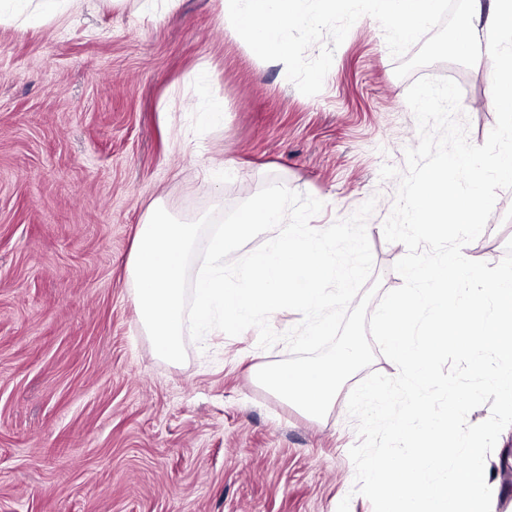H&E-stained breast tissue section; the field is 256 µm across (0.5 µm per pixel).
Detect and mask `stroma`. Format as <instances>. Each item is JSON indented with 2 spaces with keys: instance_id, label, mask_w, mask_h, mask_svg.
<instances>
[{
  "instance_id": "stroma-1",
  "label": "stroma",
  "mask_w": 512,
  "mask_h": 512,
  "mask_svg": "<svg viewBox=\"0 0 512 512\" xmlns=\"http://www.w3.org/2000/svg\"><path fill=\"white\" fill-rule=\"evenodd\" d=\"M92 0L80 16L0 23V512H373L356 493L351 390L398 372L384 355L353 375L325 417L261 386L288 358L250 328L187 341L161 359L133 297L128 260L150 205L184 221L224 212L278 181L324 204L322 230L376 199L373 276L400 287L402 243L386 241L397 180L418 130L413 80L462 89L471 143L496 124L499 64L437 63L400 78L383 30L360 17L322 91L225 28L224 0ZM212 75L196 83L199 69ZM224 118L198 122L207 96ZM223 169L220 184L205 177ZM512 240V190L464 248L497 264ZM493 512H512V427L489 455Z\"/></svg>"
}]
</instances>
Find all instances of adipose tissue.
Masks as SVG:
<instances>
[{
	"instance_id": "ef3b65f1",
	"label": "adipose tissue",
	"mask_w": 512,
	"mask_h": 512,
	"mask_svg": "<svg viewBox=\"0 0 512 512\" xmlns=\"http://www.w3.org/2000/svg\"><path fill=\"white\" fill-rule=\"evenodd\" d=\"M89 3L90 0H0V20L29 25L78 15ZM482 29L493 32L498 43L510 46L500 59L497 89L492 99L495 108L508 115L512 113V0H492L487 10L475 6L472 21L458 32L455 44L464 47L472 44Z\"/></svg>"
}]
</instances>
